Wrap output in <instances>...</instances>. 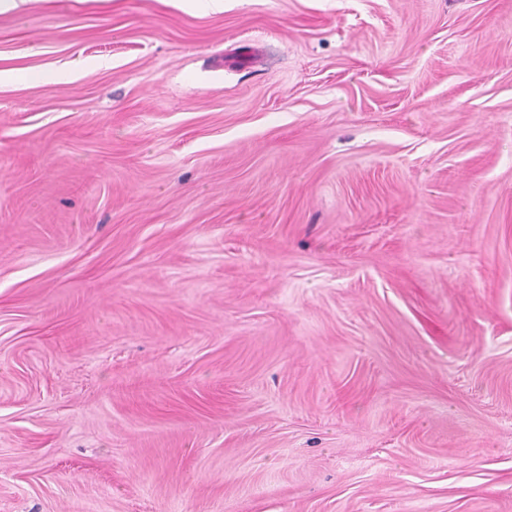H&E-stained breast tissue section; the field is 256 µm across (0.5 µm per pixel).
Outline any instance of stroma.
Returning a JSON list of instances; mask_svg holds the SVG:
<instances>
[{
  "instance_id": "35a3bbf8",
  "label": "stroma",
  "mask_w": 512,
  "mask_h": 512,
  "mask_svg": "<svg viewBox=\"0 0 512 512\" xmlns=\"http://www.w3.org/2000/svg\"><path fill=\"white\" fill-rule=\"evenodd\" d=\"M0 512H512V0L0 12Z\"/></svg>"
}]
</instances>
